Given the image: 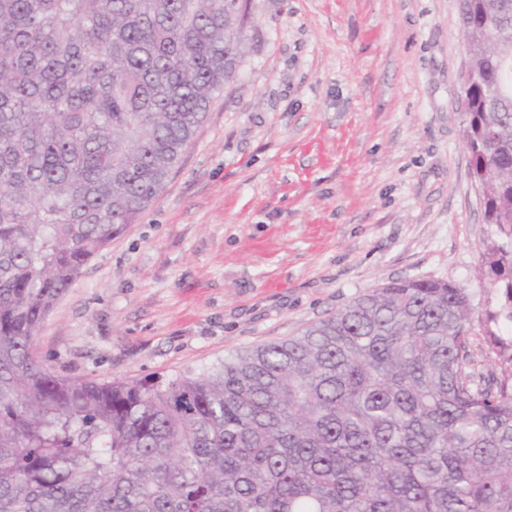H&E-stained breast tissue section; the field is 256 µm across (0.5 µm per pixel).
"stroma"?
Masks as SVG:
<instances>
[{
	"mask_svg": "<svg viewBox=\"0 0 512 512\" xmlns=\"http://www.w3.org/2000/svg\"><path fill=\"white\" fill-rule=\"evenodd\" d=\"M248 40L159 199L39 333L54 372L199 374L398 279L465 288L500 242L470 174L458 0H249Z\"/></svg>",
	"mask_w": 512,
	"mask_h": 512,
	"instance_id": "obj_1",
	"label": "stroma"
}]
</instances>
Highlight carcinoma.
I'll return each instance as SVG.
<instances>
[{"mask_svg": "<svg viewBox=\"0 0 512 512\" xmlns=\"http://www.w3.org/2000/svg\"><path fill=\"white\" fill-rule=\"evenodd\" d=\"M247 4L0 0V512H512V372H475L481 321L448 281H391L198 376L40 359L48 313L234 76ZM462 8L472 176L512 245V0ZM482 266L512 322V248Z\"/></svg>", "mask_w": 512, "mask_h": 512, "instance_id": "carcinoma-1", "label": "carcinoma"}]
</instances>
